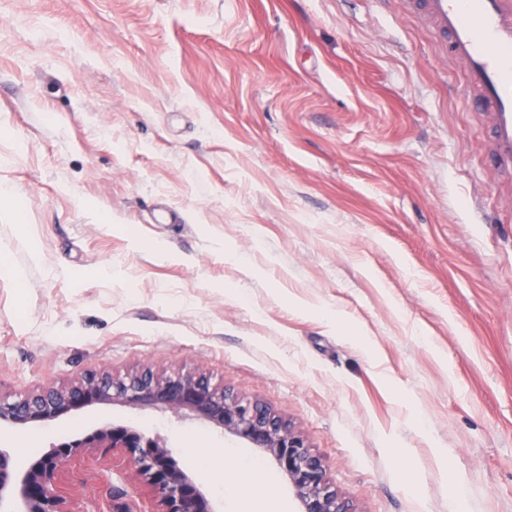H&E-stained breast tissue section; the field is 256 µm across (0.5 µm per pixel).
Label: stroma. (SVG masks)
<instances>
[{
	"label": "stroma",
	"instance_id": "1",
	"mask_svg": "<svg viewBox=\"0 0 512 512\" xmlns=\"http://www.w3.org/2000/svg\"><path fill=\"white\" fill-rule=\"evenodd\" d=\"M463 66L401 0H0V391L203 372L309 441L356 512H512V180ZM217 512L298 502L207 423L98 405ZM258 464L236 488L237 466ZM81 512L148 489L89 459Z\"/></svg>",
	"mask_w": 512,
	"mask_h": 512
}]
</instances>
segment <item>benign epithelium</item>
<instances>
[{
    "label": "benign epithelium",
    "mask_w": 512,
    "mask_h": 512,
    "mask_svg": "<svg viewBox=\"0 0 512 512\" xmlns=\"http://www.w3.org/2000/svg\"><path fill=\"white\" fill-rule=\"evenodd\" d=\"M121 403L171 410L230 432L268 453L292 485L298 512H356L329 481L306 437L259 401L240 398L204 373H164L143 367L115 376L91 372L24 395L0 392V426L45 423L96 405ZM121 454L149 490L151 512H217L196 479L183 471L157 437L112 425L52 446L20 466L0 449V512H78L64 484L75 460Z\"/></svg>",
    "instance_id": "benign-epithelium-1"
}]
</instances>
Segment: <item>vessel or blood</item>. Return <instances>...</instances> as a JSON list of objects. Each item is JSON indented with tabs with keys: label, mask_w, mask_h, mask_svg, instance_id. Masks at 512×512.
Segmentation results:
<instances>
[{
	"label": "vessel or blood",
	"mask_w": 512,
	"mask_h": 512,
	"mask_svg": "<svg viewBox=\"0 0 512 512\" xmlns=\"http://www.w3.org/2000/svg\"><path fill=\"white\" fill-rule=\"evenodd\" d=\"M466 68V88L492 116L497 169L512 175V0H404Z\"/></svg>",
	"instance_id": "obj_1"
}]
</instances>
